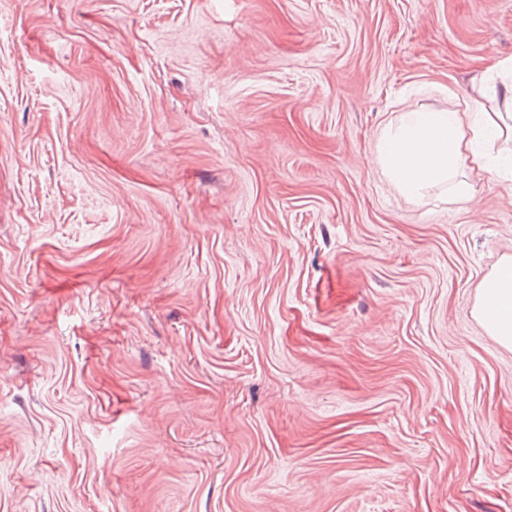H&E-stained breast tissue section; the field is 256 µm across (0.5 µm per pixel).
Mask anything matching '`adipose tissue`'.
Here are the masks:
<instances>
[{
	"label": "adipose tissue",
	"instance_id": "adipose-tissue-1",
	"mask_svg": "<svg viewBox=\"0 0 512 512\" xmlns=\"http://www.w3.org/2000/svg\"><path fill=\"white\" fill-rule=\"evenodd\" d=\"M502 110L486 113L483 124L464 127L455 112H409L387 127L379 144V159L391 181L406 196L447 185L454 197L470 194L457 174L462 166L490 179L512 172V154L490 163L480 147L483 139H512V86L506 87ZM474 315L501 345L512 347V255L503 256L481 284Z\"/></svg>",
	"mask_w": 512,
	"mask_h": 512
}]
</instances>
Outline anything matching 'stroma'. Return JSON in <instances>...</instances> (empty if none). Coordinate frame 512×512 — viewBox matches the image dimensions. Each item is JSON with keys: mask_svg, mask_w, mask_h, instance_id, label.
<instances>
[{"mask_svg": "<svg viewBox=\"0 0 512 512\" xmlns=\"http://www.w3.org/2000/svg\"><path fill=\"white\" fill-rule=\"evenodd\" d=\"M502 61L512 0H0V512H512V180L377 159ZM475 318L501 345L512 347V255H504L480 286Z\"/></svg>", "mask_w": 512, "mask_h": 512, "instance_id": "stroma-1", "label": "stroma"}]
</instances>
